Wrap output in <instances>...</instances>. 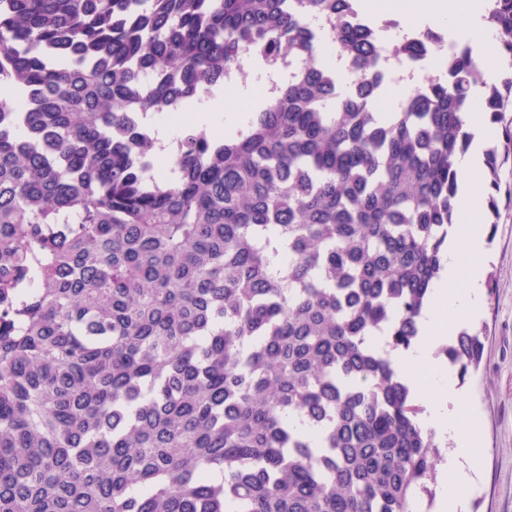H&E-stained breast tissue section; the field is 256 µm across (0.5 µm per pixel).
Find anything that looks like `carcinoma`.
Here are the masks:
<instances>
[{"instance_id":"cac0c4a2","label":"carcinoma","mask_w":512,"mask_h":512,"mask_svg":"<svg viewBox=\"0 0 512 512\" xmlns=\"http://www.w3.org/2000/svg\"><path fill=\"white\" fill-rule=\"evenodd\" d=\"M360 2L0 0V512L433 501L440 446L389 353L459 217L471 96L493 123L512 106V0H490L500 85L458 42L388 120ZM306 14L330 18L357 95ZM447 45L428 29L394 54ZM250 51L268 105L233 137L183 128L176 177L152 173L129 117L192 108ZM501 163L486 151L496 193ZM481 345L465 329L442 353L463 379Z\"/></svg>"}]
</instances>
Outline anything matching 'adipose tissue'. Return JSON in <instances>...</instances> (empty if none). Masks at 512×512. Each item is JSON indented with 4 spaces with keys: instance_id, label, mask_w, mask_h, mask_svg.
Wrapping results in <instances>:
<instances>
[{
    "instance_id": "adipose-tissue-1",
    "label": "adipose tissue",
    "mask_w": 512,
    "mask_h": 512,
    "mask_svg": "<svg viewBox=\"0 0 512 512\" xmlns=\"http://www.w3.org/2000/svg\"><path fill=\"white\" fill-rule=\"evenodd\" d=\"M429 15L468 29L480 44L497 39L493 25L475 13L467 0H439ZM457 171L463 202L459 213L462 229L445 249L444 267L422 311L417 340L409 349L391 356L394 368L424 409V427L449 447L442 465L447 473L440 491L442 512H463L473 491L478 461V423L459 410L448 365L436 354L460 323L476 315L481 301L484 236L477 223L484 184L477 146L459 154Z\"/></svg>"
}]
</instances>
